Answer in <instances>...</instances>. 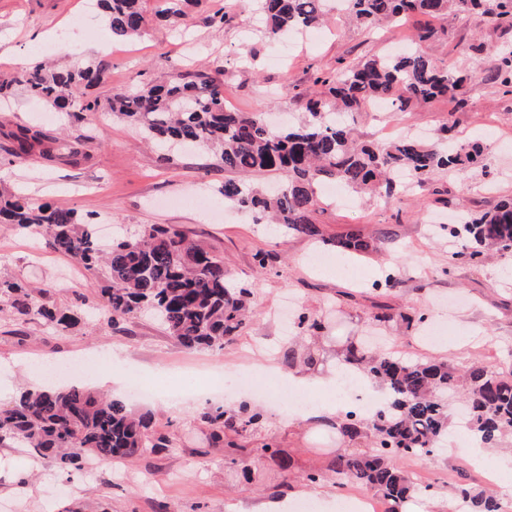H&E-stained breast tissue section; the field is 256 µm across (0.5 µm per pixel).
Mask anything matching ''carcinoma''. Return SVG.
<instances>
[{"mask_svg": "<svg viewBox=\"0 0 512 512\" xmlns=\"http://www.w3.org/2000/svg\"><path fill=\"white\" fill-rule=\"evenodd\" d=\"M106 13L112 41L129 42L143 33L144 0H98ZM345 15L355 25L372 29L394 26L414 16L441 18L450 12H477L495 21L512 19V0H345ZM264 19L263 38L270 45L288 33H303L328 22L329 0H257ZM474 60L467 57L461 72L440 66L417 49L339 61L335 69L317 76L306 96L305 117L278 129L260 116L224 104V82L204 71L179 74L167 81L141 84L138 89L114 85L105 99L91 98L82 89L107 81L103 66L72 65L50 69L40 62L0 76V98L22 90L34 101L61 112L63 120L80 123L105 107L133 122L149 137L200 148L217 155L235 175L279 172L282 180L264 193L236 178L224 180L218 193L224 203L253 217L257 224L285 235L324 241L311 215L320 203L317 185L334 181L358 193L379 189L391 193L394 175L406 174L423 183L441 169H463L483 152L474 143L457 149L451 127L441 129L444 148L429 147L413 136L388 142L361 141L353 115L374 99H384L405 111L436 98L451 96L457 107L463 73ZM496 76L504 93L512 94V49L496 59ZM9 137L7 165L21 167L34 158L50 159L58 139L42 130L18 125ZM0 223L21 232L46 237L49 246L74 260L90 274L103 269L108 286L101 289L107 321L116 326L144 311L152 312L167 333L189 350L222 349L243 329L250 289L228 276L224 257L190 239L173 225L150 224L138 233L112 241L102 249L94 225L73 209L0 192ZM448 235L470 241L453 253L448 265H478L491 254L512 252V198L462 223L447 225ZM391 240L350 233L332 241L342 253L365 254ZM367 323L378 327L399 320L424 324L384 301L371 302ZM24 322L44 321L68 329L75 315L50 308L34 290L15 280H0V311ZM338 355L384 386L390 400L367 422L352 417L339 427L347 449L333 461L341 484L375 492L384 512H399L415 490L410 475L396 461L433 453L448 429V394L461 396L466 425L494 447L512 435V370L471 366L459 369L447 362H407L351 341ZM215 440L262 426L257 411L206 412ZM151 418L137 414L122 399H113L79 386L25 390L12 405L0 409V445L20 442L29 453L51 460L61 472L82 470L92 460L133 458L157 448L175 449L165 436L150 434ZM455 503L466 512H501L496 496L470 483L453 487Z\"/></svg>", "mask_w": 512, "mask_h": 512, "instance_id": "carcinoma-1", "label": "carcinoma"}]
</instances>
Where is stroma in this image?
<instances>
[{
  "label": "stroma",
  "instance_id": "obj_1",
  "mask_svg": "<svg viewBox=\"0 0 512 512\" xmlns=\"http://www.w3.org/2000/svg\"><path fill=\"white\" fill-rule=\"evenodd\" d=\"M158 7V0H147L144 33L116 43L90 0H0V72L42 60L60 68L95 61L105 66L108 80L89 93L103 97L110 86L135 84L144 76L201 70L223 79L229 107L266 113L276 121L281 113L301 110L299 101L282 95L283 87L308 89L314 76L334 68L337 59L383 54L396 36L386 29L370 34L337 19L283 49L276 65L252 22V0H199L178 22L157 17ZM222 7L230 22L213 27L210 16ZM426 24L434 35L422 43V51L450 70H459L469 47H479L480 71L464 86L467 106L457 108L441 97L404 112H362L354 116L356 132L361 139L376 140L381 127L391 124L430 137L448 125L457 143L479 137L487 149L481 162L466 171H438L410 191L392 196L378 191L355 209L322 204L312 220L326 240L349 233L374 238L386 228L395 234L391 253L345 260L340 271L328 274L305 264L314 250L310 240L254 223L215 196L227 173L208 153L161 150L138 126L109 112L64 130L58 118H44L43 105L15 93L0 112V159L12 146L8 131L19 124L56 137L82 135L88 143L82 157L62 150L55 158L33 160L22 172L0 166V190H19L33 201L48 200L131 232L149 224L177 225L224 257L232 278L251 291L252 314L239 336L221 350L184 349L146 316L108 327L100 312L105 273L75 272L74 261L55 253L41 236L0 224V279L42 287L57 308L81 314L79 325L66 331L0 316V407L25 389L49 383L40 365L85 358L96 350L112 357L113 370L132 364L159 385L190 375L202 389L218 372L230 384L243 367L266 380L268 364L288 368L305 334L298 327L283 333L271 316L287 297L294 301L290 320L305 312L323 320L314 340L327 358H334L348 340L364 336L370 312L368 301L346 305L337 302V294L356 286L384 287L391 275L399 284L388 292L387 302L412 315L423 312L444 320L449 336L468 335L466 353L460 356L445 343L429 347L416 325L392 323L381 334L393 354L407 361L479 362L512 370V253L482 265L449 268L452 250L463 242L449 240L442 229L458 207L479 213L512 197V95L503 93L493 70L499 50L512 47V22L451 13L432 21L411 19L405 30L411 34ZM260 252L269 256L263 268L256 261ZM99 379L93 370L82 383L150 414L154 431L174 437L176 450L158 448L134 459L100 461L93 471L65 479L50 460L31 456L19 445H0V512H251L262 500L295 504L291 492L302 485L313 493L336 484L329 467L343 447L340 435L322 426L312 432L289 428L288 399L262 401L247 393L228 399L220 392L203 400L190 393L138 399L129 395L123 378L105 386ZM218 405L260 409L265 422L233 443L215 441L201 415ZM427 464L430 486L419 487L399 512H453L456 481L492 485L501 502L512 501L510 457L491 453L476 467L464 455L439 452ZM310 472L319 474V482L304 484ZM19 473L31 475L32 492L16 488L13 478Z\"/></svg>",
  "mask_w": 512,
  "mask_h": 512
}]
</instances>
